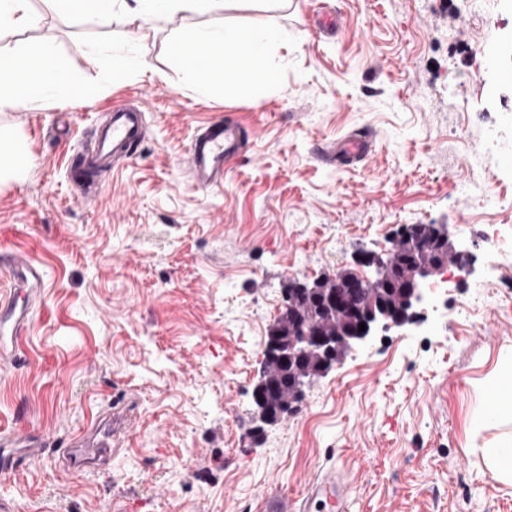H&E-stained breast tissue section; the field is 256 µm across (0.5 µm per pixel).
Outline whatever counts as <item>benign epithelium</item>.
I'll return each instance as SVG.
<instances>
[{"instance_id":"1","label":"benign epithelium","mask_w":512,"mask_h":512,"mask_svg":"<svg viewBox=\"0 0 512 512\" xmlns=\"http://www.w3.org/2000/svg\"><path fill=\"white\" fill-rule=\"evenodd\" d=\"M449 238L450 233L446 224L431 225L426 235L421 234L415 225L406 226L401 230V235L393 240V248L386 256L382 257L363 249L358 251L357 263L375 268L376 273L373 277L355 273L344 280L338 271L325 280H315L311 283L295 278L289 280L288 287L285 288V303L280 313L282 319H294L296 297L315 290V286L321 284L327 301L336 309V314H344L357 323H364L366 330H357L344 336L331 326H320L305 321L296 327L288 342L264 348L260 377L253 389V419L261 418L259 407L275 395L273 386L269 383V374L275 366L297 364L313 353L321 358L322 371L325 372L343 356L365 346L379 332L402 330L422 321L424 307L427 305L423 285L448 262H458L468 256V252L456 245L453 246L451 254H446L443 245L448 243ZM401 241L408 243L413 252L421 254L408 270L399 267L393 259L395 248ZM371 283L380 288L401 286V302L394 307H364L359 301V296L362 289Z\"/></svg>"}]
</instances>
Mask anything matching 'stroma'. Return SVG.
<instances>
[{
    "instance_id": "1",
    "label": "stroma",
    "mask_w": 512,
    "mask_h": 512,
    "mask_svg": "<svg viewBox=\"0 0 512 512\" xmlns=\"http://www.w3.org/2000/svg\"><path fill=\"white\" fill-rule=\"evenodd\" d=\"M343 28H316L317 9ZM10 44L52 46L83 97L0 109L19 150L0 180V253H27L44 288L19 361L0 366V433H42L41 456L0 484L13 512H294L342 470L348 512H512V485L481 451L512 435L487 414L512 370V263L487 278L485 241L512 225V0H225L139 26L122 12H52ZM265 23L288 32L262 89L214 97L171 54L190 30ZM132 51L167 79L116 80ZM139 106L150 134L93 201L67 159L97 117ZM248 133L224 183L195 189L188 147L207 123ZM354 164L316 151L349 135ZM411 224H445L471 254L424 322L375 336L304 388L299 410L256 431L251 395L288 276L313 281L378 254ZM128 401L111 460L66 473L58 453L101 408Z\"/></svg>"
}]
</instances>
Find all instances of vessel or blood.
I'll use <instances>...</instances> for the list:
<instances>
[{"label": "vessel or blood", "instance_id": "vessel-or-blood-1", "mask_svg": "<svg viewBox=\"0 0 512 512\" xmlns=\"http://www.w3.org/2000/svg\"><path fill=\"white\" fill-rule=\"evenodd\" d=\"M146 115L132 105L113 107L94 131L90 151L70 158L69 164L83 170L112 171L115 166L146 139ZM245 131L233 122L210 124L194 136L189 148V173L194 188L208 191L222 185L224 167L240 152ZM370 151L367 138L350 137L338 141L331 149L334 158L353 163L364 159ZM0 263L11 267L22 293L0 297V361L16 360L21 336L31 320V307L43 286L40 268L27 254L11 252L0 256ZM129 411L110 405L88 426L87 432L74 435L69 444L66 465L80 471L109 459L112 443L124 432ZM43 441L34 433L8 434L0 437V481L10 480L21 462L40 456ZM350 488L336 468L327 469L312 485L306 498L318 512H347Z\"/></svg>", "mask_w": 512, "mask_h": 512}]
</instances>
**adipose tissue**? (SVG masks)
Here are the masks:
<instances>
[{
  "mask_svg": "<svg viewBox=\"0 0 512 512\" xmlns=\"http://www.w3.org/2000/svg\"><path fill=\"white\" fill-rule=\"evenodd\" d=\"M130 12L134 21L146 22L176 11L207 14L222 0H135ZM288 42V33L273 25L197 28L177 40L175 59L200 81L211 95L225 94L235 77L264 85L272 68L268 59L273 50ZM8 69L11 81L0 83V109L26 108L49 104L80 94L81 88L58 60L52 47L42 46L22 53L0 45V69Z\"/></svg>",
  "mask_w": 512,
  "mask_h": 512,
  "instance_id": "ef3b65f1",
  "label": "adipose tissue"
}]
</instances>
